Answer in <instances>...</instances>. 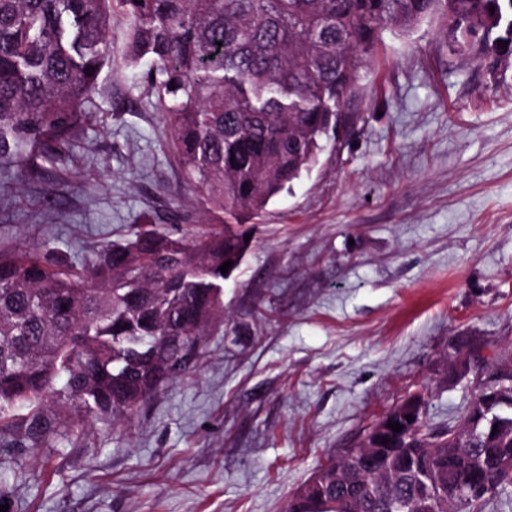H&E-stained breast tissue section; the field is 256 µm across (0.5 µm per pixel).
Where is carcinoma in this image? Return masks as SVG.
I'll use <instances>...</instances> for the list:
<instances>
[{"label":"carcinoma","mask_w":512,"mask_h":512,"mask_svg":"<svg viewBox=\"0 0 512 512\" xmlns=\"http://www.w3.org/2000/svg\"><path fill=\"white\" fill-rule=\"evenodd\" d=\"M116 11L124 59L149 61L175 162L218 223L189 237L146 222L81 261L48 243L0 249V445L129 422L190 372L247 250L224 220L257 218L319 160L385 29L444 11L458 59L512 60V0H0V166L25 161L31 179L72 151L111 64ZM502 372L512 365L481 372L457 429L395 406L402 429L381 456L347 449L286 512H483L512 484V406L474 427L470 416ZM473 480L484 494L462 491Z\"/></svg>","instance_id":"cac0c4a2"}]
</instances>
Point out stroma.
I'll use <instances>...</instances> for the list:
<instances>
[{
  "label": "stroma",
  "mask_w": 512,
  "mask_h": 512,
  "mask_svg": "<svg viewBox=\"0 0 512 512\" xmlns=\"http://www.w3.org/2000/svg\"><path fill=\"white\" fill-rule=\"evenodd\" d=\"M448 18L385 31L335 149L247 223L224 284V323L192 373L131 422L95 423L48 448L0 446L8 512H285L328 460L421 394L435 427L474 391L450 375L470 339L512 355V66L448 52ZM79 146L41 178L0 170V248L88 253L144 217L177 233L205 213L161 113L122 58Z\"/></svg>",
  "instance_id": "35a3bbf8"
}]
</instances>
